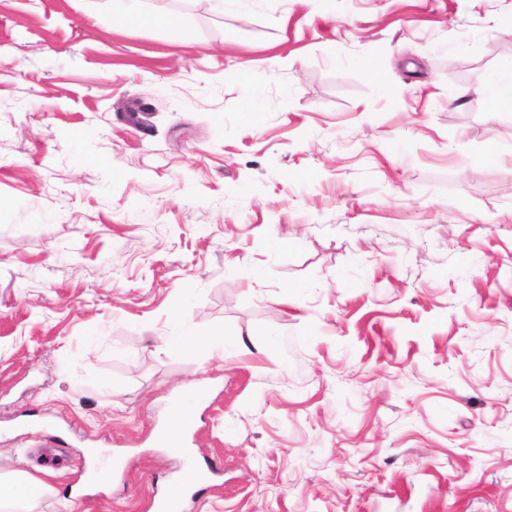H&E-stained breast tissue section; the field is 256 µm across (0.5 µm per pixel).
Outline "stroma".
<instances>
[{"label":"stroma","mask_w":512,"mask_h":512,"mask_svg":"<svg viewBox=\"0 0 512 512\" xmlns=\"http://www.w3.org/2000/svg\"><path fill=\"white\" fill-rule=\"evenodd\" d=\"M145 11L0 0V469L154 512L200 384L191 512H512V0ZM509 87L508 95L501 93V88ZM476 91L486 97L492 104L497 105L507 100L512 104V62L505 64L495 71L485 75L478 84ZM224 345L223 337L214 335L207 339H200L190 328H185L181 336L169 337L165 343L166 350L181 349L187 346H195L202 348L206 353L212 352L217 347ZM194 395V393L188 392L180 400L178 407L172 413L168 427L157 433V439L162 432L167 431L171 433L170 441L173 442L174 435L181 429L183 421L193 420L195 406L197 404L194 399Z\"/></svg>","instance_id":"1"}]
</instances>
